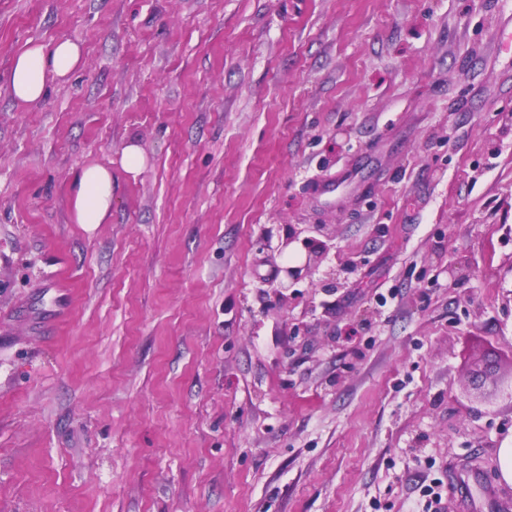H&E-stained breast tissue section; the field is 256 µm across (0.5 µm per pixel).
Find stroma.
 Wrapping results in <instances>:
<instances>
[{"mask_svg":"<svg viewBox=\"0 0 512 512\" xmlns=\"http://www.w3.org/2000/svg\"><path fill=\"white\" fill-rule=\"evenodd\" d=\"M510 111L512 0H0V512H462L512 444ZM304 224L338 284L277 297ZM82 49L71 40L54 44H33L15 57L11 68V91L19 102L43 99L50 82L67 81L80 67ZM74 209L79 224H100L112 209V170L89 166L73 179Z\"/></svg>","mask_w":512,"mask_h":512,"instance_id":"obj_1","label":"stroma"}]
</instances>
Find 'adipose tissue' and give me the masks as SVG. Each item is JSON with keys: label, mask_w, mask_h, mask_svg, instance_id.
I'll use <instances>...</instances> for the list:
<instances>
[{"label": "adipose tissue", "mask_w": 512, "mask_h": 512, "mask_svg": "<svg viewBox=\"0 0 512 512\" xmlns=\"http://www.w3.org/2000/svg\"><path fill=\"white\" fill-rule=\"evenodd\" d=\"M82 49L62 40L50 45L34 44L15 57L11 68V91L17 101L43 99L50 82L66 81L80 67ZM74 209L80 224H99L112 209V171L104 166L79 170L73 179Z\"/></svg>", "instance_id": "obj_1"}]
</instances>
